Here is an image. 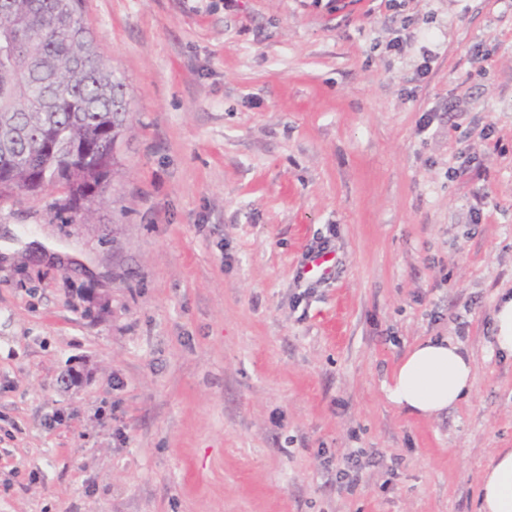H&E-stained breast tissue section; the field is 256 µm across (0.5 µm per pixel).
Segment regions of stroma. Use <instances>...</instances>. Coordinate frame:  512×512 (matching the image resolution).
Listing matches in <instances>:
<instances>
[{"instance_id": "35a3bbf8", "label": "stroma", "mask_w": 512, "mask_h": 512, "mask_svg": "<svg viewBox=\"0 0 512 512\" xmlns=\"http://www.w3.org/2000/svg\"><path fill=\"white\" fill-rule=\"evenodd\" d=\"M83 17L132 130L92 223L61 221L54 189L0 202V512H479L512 448V356L491 346L512 294V0ZM321 236L339 265L309 290ZM447 336L469 398L431 419L390 403L402 355Z\"/></svg>"}]
</instances>
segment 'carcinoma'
<instances>
[{
    "instance_id": "cac0c4a2",
    "label": "carcinoma",
    "mask_w": 512,
    "mask_h": 512,
    "mask_svg": "<svg viewBox=\"0 0 512 512\" xmlns=\"http://www.w3.org/2000/svg\"><path fill=\"white\" fill-rule=\"evenodd\" d=\"M83 0H0V199L53 187L68 221L106 200L125 84L98 54Z\"/></svg>"
}]
</instances>
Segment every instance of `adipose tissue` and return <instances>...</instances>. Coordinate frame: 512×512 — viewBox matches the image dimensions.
<instances>
[{"label":"adipose tissue","instance_id":"obj_1","mask_svg":"<svg viewBox=\"0 0 512 512\" xmlns=\"http://www.w3.org/2000/svg\"><path fill=\"white\" fill-rule=\"evenodd\" d=\"M473 377L471 359L459 343L428 339L406 353L384 390L396 407L432 418L466 399ZM480 512H512V448L499 449L485 467Z\"/></svg>","mask_w":512,"mask_h":512}]
</instances>
